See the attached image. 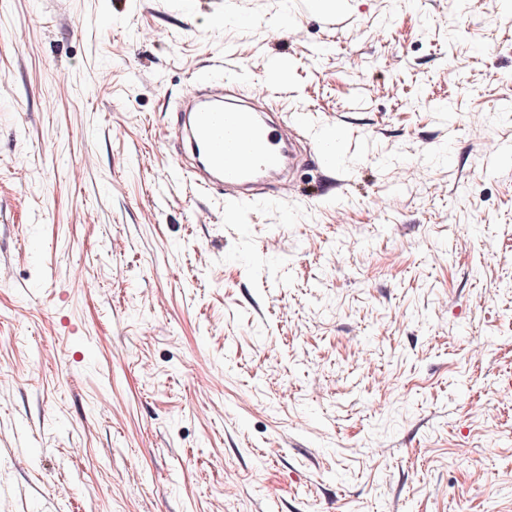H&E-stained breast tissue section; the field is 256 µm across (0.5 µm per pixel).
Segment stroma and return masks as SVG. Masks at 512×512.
Instances as JSON below:
<instances>
[{"mask_svg": "<svg viewBox=\"0 0 512 512\" xmlns=\"http://www.w3.org/2000/svg\"><path fill=\"white\" fill-rule=\"evenodd\" d=\"M225 79L294 197L185 184ZM509 143L512 0H0V503L512 512Z\"/></svg>", "mask_w": 512, "mask_h": 512, "instance_id": "obj_1", "label": "stroma"}]
</instances>
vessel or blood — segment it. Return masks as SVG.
<instances>
[{
	"label": "vessel or blood",
	"instance_id": "vessel-or-blood-1",
	"mask_svg": "<svg viewBox=\"0 0 512 512\" xmlns=\"http://www.w3.org/2000/svg\"><path fill=\"white\" fill-rule=\"evenodd\" d=\"M229 84L213 82L203 94L188 91L174 132L188 142L195 161L187 179L203 188L219 187L224 200L235 203L275 192L288 198L294 188L281 174L291 153L287 129L258 112L250 103L233 100Z\"/></svg>",
	"mask_w": 512,
	"mask_h": 512
}]
</instances>
